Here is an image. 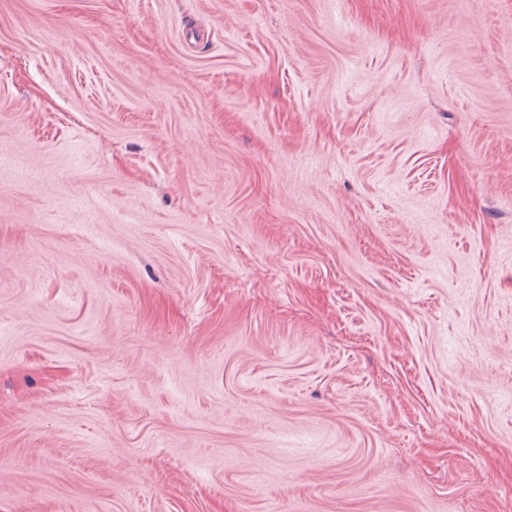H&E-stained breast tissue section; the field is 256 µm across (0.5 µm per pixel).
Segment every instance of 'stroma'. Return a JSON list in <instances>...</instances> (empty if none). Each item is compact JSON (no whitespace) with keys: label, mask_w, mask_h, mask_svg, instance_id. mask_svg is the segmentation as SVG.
I'll use <instances>...</instances> for the list:
<instances>
[{"label":"stroma","mask_w":512,"mask_h":512,"mask_svg":"<svg viewBox=\"0 0 512 512\" xmlns=\"http://www.w3.org/2000/svg\"><path fill=\"white\" fill-rule=\"evenodd\" d=\"M0 512H512V0H0Z\"/></svg>","instance_id":"stroma-1"}]
</instances>
